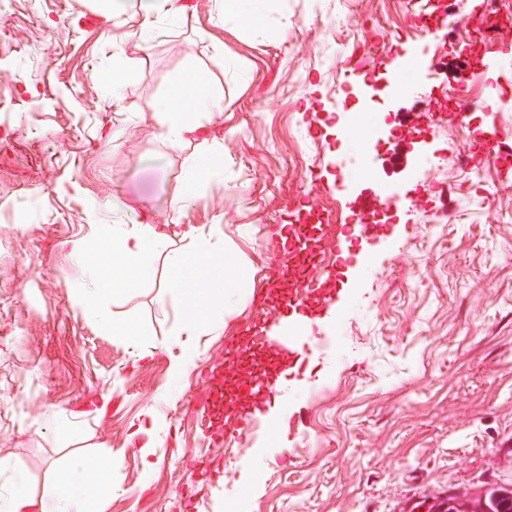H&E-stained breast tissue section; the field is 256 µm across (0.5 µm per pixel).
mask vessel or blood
<instances>
[{"label":"vessel or blood","instance_id":"obj_1","mask_svg":"<svg viewBox=\"0 0 512 512\" xmlns=\"http://www.w3.org/2000/svg\"><path fill=\"white\" fill-rule=\"evenodd\" d=\"M470 135L471 147L485 159L512 160V142L507 141L494 119H486ZM399 200L400 194L391 183H378L364 201L354 205L353 212L365 219L373 206ZM319 227L317 213L310 209L299 211L289 224L285 254L268 276L259 318L246 326L240 338L241 343L254 348L253 357L243 360L227 353L231 369L216 365L211 376L200 384L209 412L224 420L227 439H235L261 420L263 410L255 395L276 394L281 377L279 363L293 366L301 359L304 343L288 334V323L308 325L312 317L331 310L335 303L341 267L318 265Z\"/></svg>","mask_w":512,"mask_h":512}]
</instances>
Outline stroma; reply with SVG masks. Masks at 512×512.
<instances>
[{
  "label": "stroma",
  "mask_w": 512,
  "mask_h": 512,
  "mask_svg": "<svg viewBox=\"0 0 512 512\" xmlns=\"http://www.w3.org/2000/svg\"><path fill=\"white\" fill-rule=\"evenodd\" d=\"M188 2L144 51L113 41L86 0H0V488L22 479L39 495L61 463L108 453L105 512H418L427 494L512 488V177L491 162L483 180L461 172L466 142L445 127L408 140L393 176L402 201L377 208L381 235L339 234L346 286L263 424L227 445L204 424L197 384L255 318L281 255L270 226L321 188L349 214L367 183L344 180L348 156L394 145L401 113L421 109L419 92L343 77L337 59L430 2L279 0L260 35L221 19L215 0ZM456 40L415 30L399 50L449 58ZM117 56L132 75L114 96L91 76ZM192 60L224 91L223 111L201 120L202 136L224 143V176L185 205L186 153L161 137L154 104ZM489 60L484 92L512 133V52ZM377 101L378 141L347 146L351 114ZM299 148L318 186L294 173ZM146 210L185 252L187 227L220 224L225 252L253 270L223 325L195 337V365L171 396L183 320L165 261L108 302L145 329L134 345L84 316L82 272L67 260V242L93 224ZM62 420L74 434L56 433Z\"/></svg>",
  "instance_id": "obj_1"
}]
</instances>
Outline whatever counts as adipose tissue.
Wrapping results in <instances>:
<instances>
[{
	"label": "adipose tissue",
	"instance_id": "adipose-tissue-1",
	"mask_svg": "<svg viewBox=\"0 0 512 512\" xmlns=\"http://www.w3.org/2000/svg\"><path fill=\"white\" fill-rule=\"evenodd\" d=\"M278 0H219L225 20L252 30H262ZM224 96L213 86L209 72L192 66L176 74L169 92L155 105L162 117V135L178 149L188 148L183 170V203L199 196L205 183L224 172V144L200 138L199 114L223 111ZM193 242L191 253L167 251L169 235L164 225L148 221L130 224L96 225L91 239L72 244L68 257L85 270L87 282L77 294L84 314L113 336L126 341L142 339L141 326L115 319L107 307L112 296L136 288L149 279L159 254H166L170 285L183 299V322L187 329L201 332L223 322L241 285L250 279L249 269L231 255L219 254L218 234L196 233L188 229ZM111 459L96 457L80 469L54 477L47 493L32 497L24 480H15L0 491V512H100L101 500L112 491Z\"/></svg>",
	"mask_w": 512,
	"mask_h": 512
}]
</instances>
